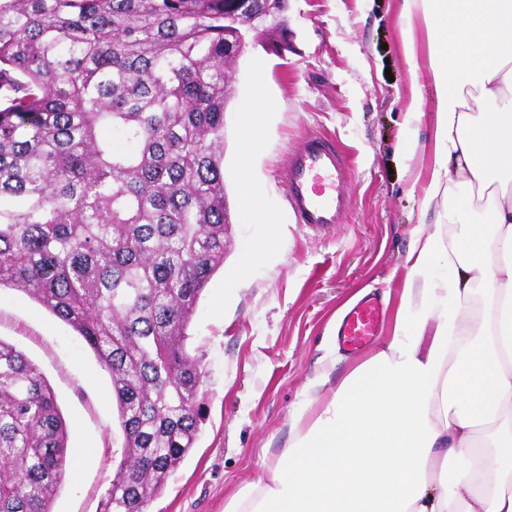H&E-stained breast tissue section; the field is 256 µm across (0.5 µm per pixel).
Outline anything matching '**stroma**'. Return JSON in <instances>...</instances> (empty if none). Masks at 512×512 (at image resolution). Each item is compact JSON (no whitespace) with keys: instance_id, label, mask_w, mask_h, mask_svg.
I'll return each mask as SVG.
<instances>
[{"instance_id":"1","label":"stroma","mask_w":512,"mask_h":512,"mask_svg":"<svg viewBox=\"0 0 512 512\" xmlns=\"http://www.w3.org/2000/svg\"><path fill=\"white\" fill-rule=\"evenodd\" d=\"M402 0H288V47L277 36L249 43L228 69L224 183L231 222L224 266L209 281L188 330L187 350L205 373L198 438L147 512H224L228 499L266 477L291 436L296 410L325 399L332 382L392 334L414 233L454 208L459 187L424 203L433 163L426 144L402 151L411 133L429 135L433 104L409 117V63L402 48ZM263 74L266 98L253 94ZM265 113L254 176L279 222L268 228L242 202L237 159L242 113ZM312 133L349 158L348 208L317 231L288 203V155ZM275 246L236 275L245 241ZM375 294L378 336L356 352L336 339L347 312ZM0 339L16 345L51 384L68 428L71 465L52 512H97L121 459L123 432L109 375L70 327L25 293L0 290Z\"/></svg>"}]
</instances>
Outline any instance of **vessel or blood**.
<instances>
[{"mask_svg": "<svg viewBox=\"0 0 512 512\" xmlns=\"http://www.w3.org/2000/svg\"><path fill=\"white\" fill-rule=\"evenodd\" d=\"M347 155L328 139L313 137L289 154L288 201L300 223L325 229L337 223L346 205L343 185L347 179ZM381 308L363 300L346 314L340 336L346 347L357 348L373 339Z\"/></svg>", "mask_w": 512, "mask_h": 512, "instance_id": "obj_1", "label": "vessel or blood"}]
</instances>
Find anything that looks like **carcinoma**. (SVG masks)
<instances>
[{
    "mask_svg": "<svg viewBox=\"0 0 512 512\" xmlns=\"http://www.w3.org/2000/svg\"><path fill=\"white\" fill-rule=\"evenodd\" d=\"M285 0H0V288L111 377L122 458L99 512H146L196 442L188 328L224 266L225 75L238 21ZM53 388L0 339V512H51L70 463Z\"/></svg>",
    "mask_w": 512,
    "mask_h": 512,
    "instance_id": "cac0c4a2",
    "label": "carcinoma"
}]
</instances>
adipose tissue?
I'll return each mask as SVG.
<instances>
[{"mask_svg": "<svg viewBox=\"0 0 512 512\" xmlns=\"http://www.w3.org/2000/svg\"><path fill=\"white\" fill-rule=\"evenodd\" d=\"M402 2L405 56L417 66L423 28L435 93L425 200L465 194L413 237L393 337L296 412L270 477L224 512H512V0ZM263 123L241 117L240 176L271 224L251 173Z\"/></svg>", "mask_w": 512, "mask_h": 512, "instance_id": "adipose-tissue-1", "label": "adipose tissue"}]
</instances>
